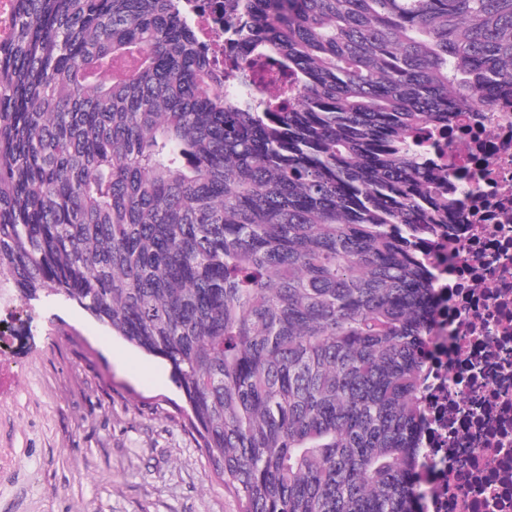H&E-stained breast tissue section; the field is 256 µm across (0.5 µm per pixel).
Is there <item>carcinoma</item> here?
<instances>
[{
    "label": "carcinoma",
    "instance_id": "obj_1",
    "mask_svg": "<svg viewBox=\"0 0 512 512\" xmlns=\"http://www.w3.org/2000/svg\"><path fill=\"white\" fill-rule=\"evenodd\" d=\"M0 289L166 361L237 512H417L434 270L420 148L512 100V0H16ZM274 57L280 92L250 70ZM195 24L203 39L215 50L222 63L224 58V12H214L209 7H203L193 12Z\"/></svg>",
    "mask_w": 512,
    "mask_h": 512
}]
</instances>
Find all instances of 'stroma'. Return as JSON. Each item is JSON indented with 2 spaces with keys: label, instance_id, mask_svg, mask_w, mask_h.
Listing matches in <instances>:
<instances>
[{
  "label": "stroma",
  "instance_id": "35a3bbf8",
  "mask_svg": "<svg viewBox=\"0 0 512 512\" xmlns=\"http://www.w3.org/2000/svg\"><path fill=\"white\" fill-rule=\"evenodd\" d=\"M185 407L76 304L0 291V512H235Z\"/></svg>",
  "mask_w": 512,
  "mask_h": 512
}]
</instances>
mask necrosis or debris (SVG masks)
Returning a JSON list of instances; mask_svg holds the SVG:
<instances>
[{"instance_id":"1","label":"necrosis or debris","mask_w":512,"mask_h":512,"mask_svg":"<svg viewBox=\"0 0 512 512\" xmlns=\"http://www.w3.org/2000/svg\"><path fill=\"white\" fill-rule=\"evenodd\" d=\"M438 145L461 204L432 248L421 510L512 512V106L454 114Z\"/></svg>"}]
</instances>
